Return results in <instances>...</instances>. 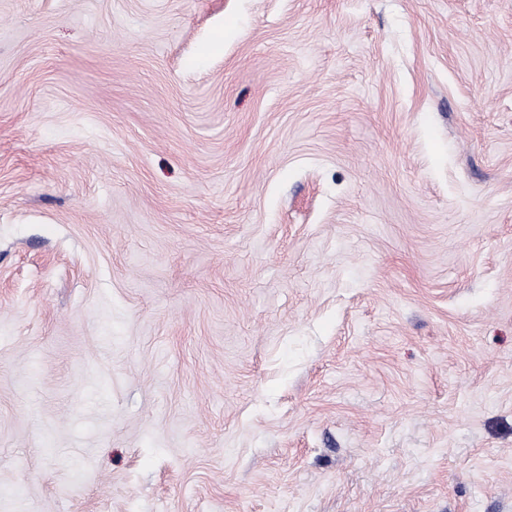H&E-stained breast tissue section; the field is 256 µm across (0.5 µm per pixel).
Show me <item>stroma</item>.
Instances as JSON below:
<instances>
[{"label": "stroma", "instance_id": "stroma-1", "mask_svg": "<svg viewBox=\"0 0 512 512\" xmlns=\"http://www.w3.org/2000/svg\"><path fill=\"white\" fill-rule=\"evenodd\" d=\"M0 512H512V0H0Z\"/></svg>", "mask_w": 512, "mask_h": 512}]
</instances>
